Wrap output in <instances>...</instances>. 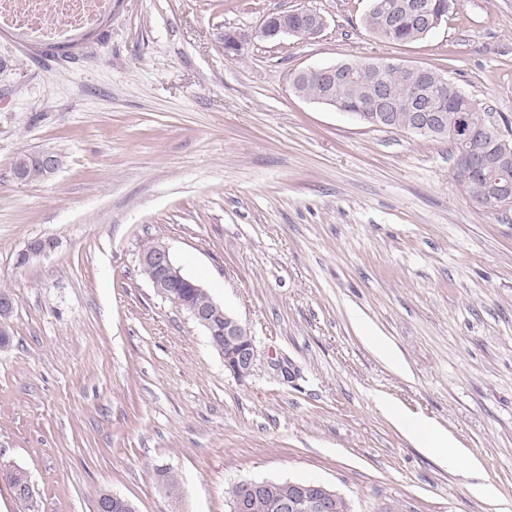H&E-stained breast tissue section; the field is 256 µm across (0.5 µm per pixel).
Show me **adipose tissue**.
Masks as SVG:
<instances>
[{
    "label": "adipose tissue",
    "mask_w": 512,
    "mask_h": 512,
    "mask_svg": "<svg viewBox=\"0 0 512 512\" xmlns=\"http://www.w3.org/2000/svg\"><path fill=\"white\" fill-rule=\"evenodd\" d=\"M392 422L411 441L435 456L439 461L450 467H460L469 472H476L479 463L468 457L463 449L457 448L448 438L447 433L436 426L402 414L396 409H389Z\"/></svg>",
    "instance_id": "obj_1"
}]
</instances>
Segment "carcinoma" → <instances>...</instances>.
<instances>
[{"label":"carcinoma","instance_id":"1","mask_svg":"<svg viewBox=\"0 0 512 512\" xmlns=\"http://www.w3.org/2000/svg\"><path fill=\"white\" fill-rule=\"evenodd\" d=\"M365 25L382 40L409 43L421 41L431 35L409 19L403 18L393 24L385 12L373 10L365 14ZM384 77L398 101L396 111L389 113L384 127L397 130H409L413 122V104L411 100L410 83L420 80L427 88L436 92L440 103L446 108L448 120H453L458 113L466 115L471 135L465 140H457L449 131L434 135L436 139H446L453 146L454 155L462 153L487 152L495 154L508 152L512 154V140L495 139L492 137L489 124L485 119L486 113L480 111L476 102L462 91L455 83L445 78L434 69L427 68L423 75L413 74L398 65L384 67ZM291 89L299 97L319 99L332 96L336 105L346 112H357L364 108L373 95V84L370 79H357L349 82H336V86H327L319 77L309 73H294L291 79ZM14 171L21 174L22 180L33 181L48 175L45 168L35 159L27 155L17 159ZM165 293L179 301V305L187 308H205L209 306L212 297L209 292L200 291L187 283H179L165 289ZM8 482L16 496L22 502L30 498V484L26 472L14 469L7 474ZM288 495V482H280L275 490L265 496L253 512H279L277 502Z\"/></svg>","mask_w":512,"mask_h":512}]
</instances>
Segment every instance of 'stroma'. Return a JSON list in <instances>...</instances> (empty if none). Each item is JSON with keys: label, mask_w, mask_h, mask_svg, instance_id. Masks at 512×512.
<instances>
[{"label": "stroma", "mask_w": 512, "mask_h": 512, "mask_svg": "<svg viewBox=\"0 0 512 512\" xmlns=\"http://www.w3.org/2000/svg\"><path fill=\"white\" fill-rule=\"evenodd\" d=\"M367 8L123 0L67 58L0 31V512H97L104 492L229 512L248 480L318 481L352 512H512V207L468 198L448 141L289 84L347 59L432 68L512 130V0H454L411 43L374 36ZM300 9L325 17L317 38H253ZM228 29L249 37L235 58ZM43 150L59 170L18 180ZM40 237L56 250L17 268ZM155 242L249 330L250 376L142 274ZM382 397L475 457L487 492L409 442Z\"/></svg>", "instance_id": "35a3bbf8"}]
</instances>
